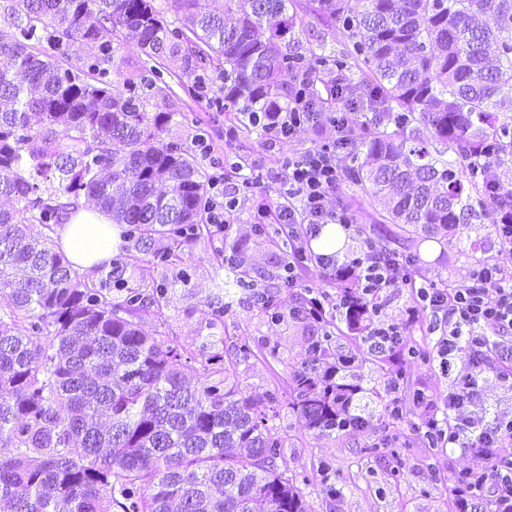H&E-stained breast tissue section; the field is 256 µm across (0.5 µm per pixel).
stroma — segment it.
<instances>
[{"label":"stroma","instance_id":"obj_1","mask_svg":"<svg viewBox=\"0 0 512 512\" xmlns=\"http://www.w3.org/2000/svg\"><path fill=\"white\" fill-rule=\"evenodd\" d=\"M165 80L171 91L158 98L157 106L174 115L165 139L191 142L195 133L191 118L199 116L208 122L211 132V152L201 159L205 170L223 166L225 161L240 154L262 172L263 178L251 193L241 197L227 232L218 231L185 246L183 266L191 274L188 284L177 283V268L153 267L148 254L136 251L131 254L126 274L135 282L145 277L174 284L164 317H157L149 309L142 312L141 320L147 329L191 351L199 350L211 337L220 335L245 341L258 351V358L237 366L235 381L243 396L260 401L268 390L284 384L292 370L311 360V344L317 330L288 318L277 324L268 322L240 290L231 298L232 306L224 314L223 325L213 326L214 313L219 306L215 284L224 277L217 253L225 244H239L238 259L248 272L249 282L258 289L273 284L275 275L280 272L281 227L269 223L267 235L256 236L251 215L258 204L276 197L278 159L300 155L322 141L335 139L336 131L323 122L315 129L298 130L288 143L272 147L254 134L240 135L229 141L224 137L228 122L223 113L212 109L208 98H189L180 88L176 75H166ZM491 230V224L477 221L459 225L447 247L435 244L423 250L422 256L427 262L424 276L442 286L462 283L473 268L472 261L463 255V248L475 244L480 248L481 259L495 257ZM271 350L276 353L272 359L267 356ZM391 370L388 364L380 368L370 364L363 366L361 385L368 393V423L346 436L304 430L291 409L280 408L274 425L287 440L285 460L290 472L302 479L305 512H448L451 472L480 467L477 457L458 452L451 454L447 449L423 444L416 435V428L422 423L417 411L409 412L398 424L400 438L396 459L367 457L366 448L382 439L387 429L381 409L392 397L388 384ZM323 460L333 463L344 486L340 499L327 498L320 491L319 463Z\"/></svg>","mask_w":512,"mask_h":512}]
</instances>
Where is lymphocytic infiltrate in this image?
Instances as JSON below:
<instances>
[{
  "label": "lymphocytic infiltrate",
  "instance_id": "lymphocytic-infiltrate-1",
  "mask_svg": "<svg viewBox=\"0 0 512 512\" xmlns=\"http://www.w3.org/2000/svg\"><path fill=\"white\" fill-rule=\"evenodd\" d=\"M287 179L278 190L277 219L289 225L288 243L303 251L322 225L350 224L351 219L331 208L341 181L335 151L316 146L283 163ZM498 257L481 262L467 282L457 287L430 283L414 288L417 308H405L401 319L380 320L367 329L370 353L397 361L409 346L408 331L418 315H426L436 338L432 357L443 375L451 376L446 402L421 393L415 403L424 420L422 438L434 437L442 447L460 449L483 458L485 465L469 470L461 482L448 488L450 512H512V455L499 454L504 441L512 442V415L486 404L471 369L479 366L512 387V208L500 211L493 226ZM313 265L332 277H351L357 294L328 299L318 296L320 308L346 316L362 302L383 309L389 292L410 285L408 270L389 262L385 251L366 247L357 256L338 260L316 254ZM464 354L469 372H458L457 354Z\"/></svg>",
  "mask_w": 512,
  "mask_h": 512
}]
</instances>
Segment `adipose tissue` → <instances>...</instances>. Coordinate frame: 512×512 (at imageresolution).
I'll use <instances>...</instances> for the list:
<instances>
[{
	"mask_svg": "<svg viewBox=\"0 0 512 512\" xmlns=\"http://www.w3.org/2000/svg\"><path fill=\"white\" fill-rule=\"evenodd\" d=\"M116 243V227L110 216L82 200L70 208L60 230V244L74 265L93 269L111 257Z\"/></svg>",
	"mask_w": 512,
	"mask_h": 512,
	"instance_id": "1",
	"label": "adipose tissue"
}]
</instances>
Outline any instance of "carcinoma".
I'll return each mask as SVG.
<instances>
[{
  "label": "carcinoma",
  "instance_id": "cac0c4a2",
  "mask_svg": "<svg viewBox=\"0 0 512 512\" xmlns=\"http://www.w3.org/2000/svg\"><path fill=\"white\" fill-rule=\"evenodd\" d=\"M14 33L0 43V503L9 512H303L285 439L269 426L282 393L241 396L230 369L256 352L221 341L190 352L140 324L168 306L171 284L131 288L128 252L165 237L158 264L210 233L211 175L195 151L163 140L173 113L153 111L179 72L190 95L214 80V103L242 132L282 138L268 112H327L364 134L336 138L343 182L361 193L389 242L450 243L455 226L495 223L512 189V0H8ZM174 12V19L167 11ZM339 29L343 50H293L307 19ZM135 41L152 65L112 91L117 46ZM77 55V65L71 64ZM295 77L285 87L281 73ZM334 74L324 84L321 74ZM37 122H32V117ZM455 158L450 160L448 153ZM500 170L496 184L485 169ZM88 197L128 226L126 252L90 280L54 240L69 206ZM43 228L39 237L30 227ZM410 274L420 250L385 248ZM227 286L246 272L225 259ZM272 322L275 292L256 296ZM317 317L313 364L291 373L288 405L302 428L324 435L363 426L348 413L357 384L336 378L362 344L332 346L334 319L308 297L292 312ZM202 377L200 387L190 386ZM321 491L343 494L329 461Z\"/></svg>",
  "mask_w": 512,
  "mask_h": 512
}]
</instances>
